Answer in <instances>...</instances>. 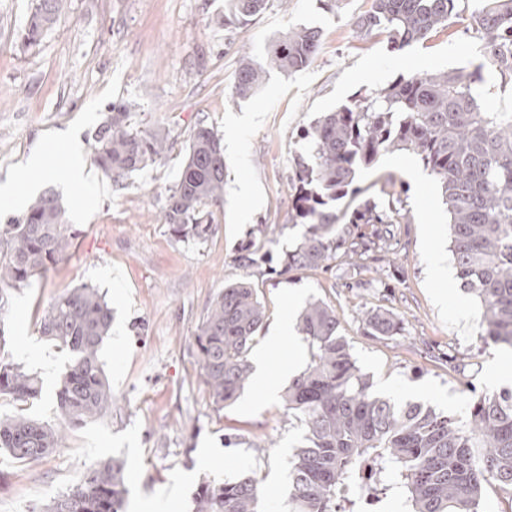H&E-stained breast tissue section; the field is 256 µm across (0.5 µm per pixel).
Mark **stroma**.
Returning <instances> with one entry per match:
<instances>
[{"label": "stroma", "instance_id": "obj_1", "mask_svg": "<svg viewBox=\"0 0 512 512\" xmlns=\"http://www.w3.org/2000/svg\"><path fill=\"white\" fill-rule=\"evenodd\" d=\"M226 0H67L54 26L33 47L19 38L36 0H0V182L16 176L34 146L62 139L94 161L93 136L117 100L136 103L135 128L163 127L172 135L164 158L136 171L106 195L86 192L85 217L62 186L71 153L54 157L53 180L43 192L58 195L76 238L68 254L26 287L14 291L5 329L11 360L36 372L43 392L25 405L0 397V417L20 412L56 423V381L69 360L39 333L40 320L65 290L88 284L112 310L101 359L119 408L111 419L66 433L52 455L21 463L0 453V512H27L76 484L93 461L126 463L127 503L165 500L181 475L191 477L180 512H194L202 480H231L250 471L265 491L264 512H288V460L302 431L288 421L282 399L263 400L246 386L237 402L216 409L200 380L195 352L197 325L225 284L247 280L264 310L258 339L287 310L310 300L332 306L340 333L368 373L375 390L451 415H464L469 386L496 392L495 364L511 354L481 339L480 313L457 278L448 280V300L429 274L428 254L450 259L448 212L438 181L425 173L410 181L401 165L421 168L417 155L385 153L357 177L362 197L400 193L404 214L391 225V263L366 272L341 261L318 270H279V257L305 230L292 221L294 161L301 134L316 117L352 104L396 79L426 72L481 67L485 108L512 112V93L482 67L480 42L463 23L396 51L385 36L356 35L354 16L371 0H342L328 10L324 0H270L261 15L233 32L219 18ZM321 30L320 49L305 69L268 70L262 88L242 99L234 91L241 54L265 61L272 41L291 28ZM369 68L376 77L357 81ZM224 135V199L209 206L216 226L207 240H175L156 213L183 167L198 122ZM256 188L240 195L241 181ZM262 224L277 225L274 240L260 238ZM254 242L267 260L239 263ZM385 308L400 321L398 335L366 336L364 311ZM242 445L228 448L225 435Z\"/></svg>", "mask_w": 512, "mask_h": 512}]
</instances>
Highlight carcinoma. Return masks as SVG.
Masks as SVG:
<instances>
[{
    "instance_id": "cac0c4a2",
    "label": "carcinoma",
    "mask_w": 512,
    "mask_h": 512,
    "mask_svg": "<svg viewBox=\"0 0 512 512\" xmlns=\"http://www.w3.org/2000/svg\"><path fill=\"white\" fill-rule=\"evenodd\" d=\"M65 2L38 0L22 32L25 45L41 41ZM479 2L470 14L472 26L504 88L512 83V0ZM267 4L229 0L224 28L246 24ZM467 9L464 0H372L353 26L363 37L384 34L401 50L463 20ZM320 42L313 28H291L272 45L266 63L242 55L236 95H254L269 68H306ZM483 83L480 65L401 77L311 122L303 136L310 158H296L293 177L295 223L306 230L284 253L282 270L327 269L338 255L359 267L379 260L382 240H365L339 226L329 203L347 205L359 192L352 187L357 171L381 153L412 151L441 185L449 251L460 287L480 304L483 341L512 349V112L482 108ZM135 108L129 101L113 102L95 135L94 160L115 184L162 160L168 149L166 128L131 126ZM223 196V135L201 121L158 221L180 240H204L214 233L206 208ZM398 216L392 203L380 211L367 200L349 223L393 224ZM74 238L55 195L40 197L22 217L0 224V397L27 404L41 394L39 377L6 351L3 314L12 291L62 259ZM264 317L255 288L240 280L216 295L197 326L200 378L217 408L233 404L247 386L253 372L249 353ZM339 325L336 310L319 299L297 318L309 360L284 395L288 420L303 432L288 462L289 512H367L359 497L366 482L377 504L394 500L403 512H480L485 485L512 493V390L479 396L463 418L380 396ZM362 325L366 335L378 338L400 331L388 310L365 313ZM111 326L112 310L98 289L85 284L55 298L40 334L70 354L55 392L61 422L52 425L27 413L0 418L1 451L21 463L38 461L60 447L65 427L112 414L116 398L100 359ZM126 494L125 462L101 458L78 484L32 512H121ZM262 498L252 472L224 483L205 480L196 512H260Z\"/></svg>"
}]
</instances>
